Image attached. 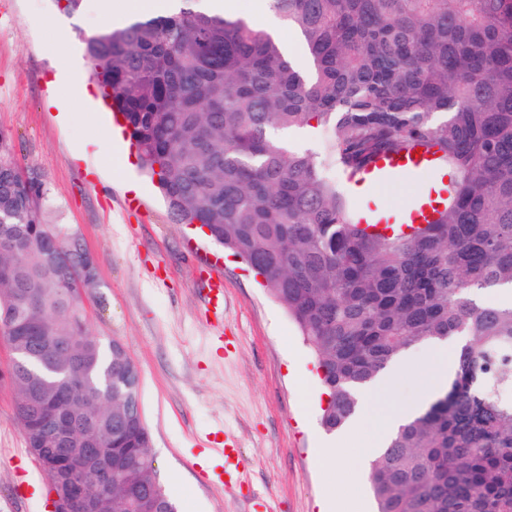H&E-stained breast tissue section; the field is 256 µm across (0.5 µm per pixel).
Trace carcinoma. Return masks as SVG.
Segmentation results:
<instances>
[{
  "mask_svg": "<svg viewBox=\"0 0 512 512\" xmlns=\"http://www.w3.org/2000/svg\"><path fill=\"white\" fill-rule=\"evenodd\" d=\"M301 38L203 0L84 38L91 76L180 224L244 259L313 350L343 429L358 391L414 345L465 340L448 387L373 461L377 512H512V0H269ZM310 128L313 151L281 132ZM425 143L452 173L430 224H360L336 175ZM43 184L0 131V335L42 351L10 366L29 448L47 418L91 432L112 468L72 471L95 512H178L147 456L135 364L89 332L80 247L43 222Z\"/></svg>",
  "mask_w": 512,
  "mask_h": 512,
  "instance_id": "cac0c4a2",
  "label": "carcinoma"
}]
</instances>
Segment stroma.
Returning a JSON list of instances; mask_svg holds the SVG:
<instances>
[{
  "label": "stroma",
  "mask_w": 512,
  "mask_h": 512,
  "mask_svg": "<svg viewBox=\"0 0 512 512\" xmlns=\"http://www.w3.org/2000/svg\"><path fill=\"white\" fill-rule=\"evenodd\" d=\"M90 9L68 17L53 0H0V130L11 135L23 169L46 188L44 222L76 230L95 260L97 285L84 295L89 331L118 341L140 373V403L151 431L150 456L179 512H320L333 496L340 512L362 497L373 512L360 447L336 432L345 471L325 469L317 450L321 384L311 349L285 309L244 261L176 223L128 141L117 137L95 85L80 101L55 83L62 38L83 55L95 32ZM439 173L402 177L360 203L399 204L438 185ZM136 182L141 192L128 191ZM224 279V314L204 300V272ZM411 370L373 403V411L417 398L430 378L420 347ZM10 364L0 339V512H47V481L15 419ZM240 447L249 473L226 485L220 437Z\"/></svg>",
  "instance_id": "1"
}]
</instances>
